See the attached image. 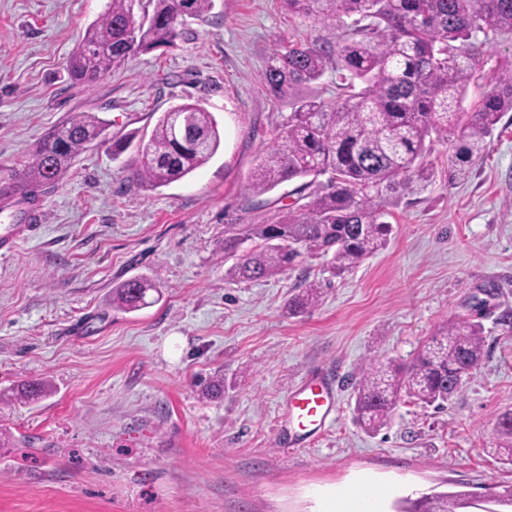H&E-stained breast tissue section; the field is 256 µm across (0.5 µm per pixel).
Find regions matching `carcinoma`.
I'll use <instances>...</instances> for the list:
<instances>
[{
  "instance_id": "obj_1",
  "label": "carcinoma",
  "mask_w": 512,
  "mask_h": 512,
  "mask_svg": "<svg viewBox=\"0 0 512 512\" xmlns=\"http://www.w3.org/2000/svg\"><path fill=\"white\" fill-rule=\"evenodd\" d=\"M136 0H110L72 54V80L91 85L132 56L172 47L186 19H202L214 0H149L152 12L136 20ZM302 22L345 24L346 37L284 43L270 57L261 82L277 97L319 80L328 59L336 61V104L319 98L290 101L288 130L249 172L245 194L265 195L298 181L306 203L271 224H243L224 235V254L255 243L230 269L236 279L259 280L292 267L303 252L330 256V273L354 271L384 249L391 233L386 203L424 192L433 170L425 155L436 139L454 135L449 178L464 182L473 159L482 157L503 113L512 112V59L498 64L495 86L472 112L465 90L477 63V34L512 33V0H280ZM107 123L91 112L70 114L36 144L21 171L0 180V207L35 200L37 189L61 182L75 159L106 140ZM221 144L218 124L199 102L163 113L147 142L139 144L137 181L156 189L206 165ZM326 175L322 184L318 177ZM155 286L133 278L112 287V307L134 311ZM321 283L308 284L288 302L299 313L320 298ZM482 325L452 322L424 344L407 366L372 358L354 382V414L369 434L387 426L401 398L442 409L478 367L484 353ZM47 393L39 382L21 385L15 399L30 402ZM494 454L512 465V409L501 412L493 431ZM471 494L424 497L401 512H466Z\"/></svg>"
}]
</instances>
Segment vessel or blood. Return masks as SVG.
<instances>
[{
	"label": "vessel or blood",
	"instance_id": "b4317fda",
	"mask_svg": "<svg viewBox=\"0 0 512 512\" xmlns=\"http://www.w3.org/2000/svg\"><path fill=\"white\" fill-rule=\"evenodd\" d=\"M42 219L40 211H33L27 223L0 226V256L12 254L17 243L34 235ZM336 404L331 384L323 378L311 381L287 397L283 414L293 429L296 439L302 440L321 432L333 419Z\"/></svg>",
	"mask_w": 512,
	"mask_h": 512
}]
</instances>
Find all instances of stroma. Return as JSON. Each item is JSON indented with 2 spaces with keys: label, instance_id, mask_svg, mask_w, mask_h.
Returning a JSON list of instances; mask_svg holds the SVG:
<instances>
[{
  "label": "stroma",
  "instance_id": "35a3bbf8",
  "mask_svg": "<svg viewBox=\"0 0 512 512\" xmlns=\"http://www.w3.org/2000/svg\"><path fill=\"white\" fill-rule=\"evenodd\" d=\"M108 0H0V177L24 167L38 140L74 112L109 123L39 191L36 239L0 258V395L44 381L28 405L0 398V512H328L369 484L380 512L401 499L512 484L490 451L512 408V112L463 183L449 182L452 143L433 142L428 189L390 205L385 249L330 278L306 255L256 281L229 275L224 232L267 224L298 206L293 183L247 201L250 170L283 136L291 111L260 75L280 41L323 25L289 17L279 0H214L178 45L132 56L85 86L68 61ZM484 64L464 107L492 83L512 36L479 43ZM202 100L221 132L218 153L189 177L151 189L134 177L136 148L172 105ZM146 277L150 307L112 306L117 283ZM318 305L286 306L310 281ZM477 321L484 355L458 394L434 409L402 400L390 424L365 433L352 383L371 357L409 363L444 323ZM333 377L334 422L306 442L282 414L304 380ZM223 379L221 397L207 386Z\"/></svg>",
  "mask_w": 512,
  "mask_h": 512
}]
</instances>
